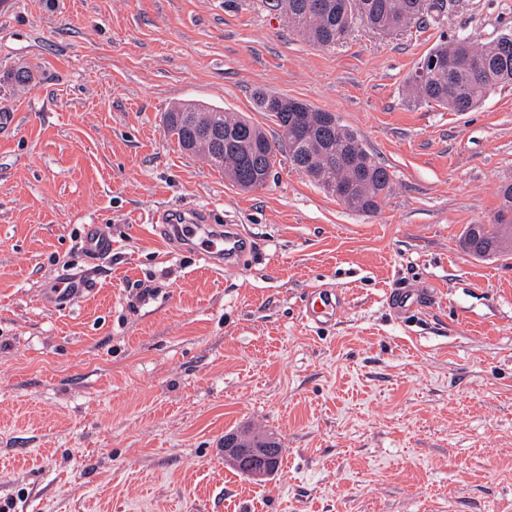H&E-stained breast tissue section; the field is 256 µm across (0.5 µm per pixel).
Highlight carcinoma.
Listing matches in <instances>:
<instances>
[{"instance_id": "cac0c4a2", "label": "carcinoma", "mask_w": 512, "mask_h": 512, "mask_svg": "<svg viewBox=\"0 0 512 512\" xmlns=\"http://www.w3.org/2000/svg\"><path fill=\"white\" fill-rule=\"evenodd\" d=\"M269 0L267 6L288 17L318 47L342 40L363 25L380 34L407 30L423 21L420 0ZM10 78L24 88L35 80L30 67L19 65ZM512 84V33L488 45L459 39L456 54L435 67L422 60L408 75L406 91L417 101L450 112H470L495 88ZM259 111L279 128L273 141L249 118L197 102L175 105L165 113V125L183 152L205 159L224 171V177L244 191L265 186L273 168L271 157L285 153L288 161L310 181L349 209L371 213L392 189V176L364 147L356 132L334 113L308 103L257 89ZM495 224H469L459 238L460 248L476 259L512 253V184L499 189Z\"/></svg>"}]
</instances>
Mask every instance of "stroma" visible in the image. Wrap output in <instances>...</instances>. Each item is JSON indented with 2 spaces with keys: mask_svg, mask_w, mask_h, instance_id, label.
<instances>
[{
  "mask_svg": "<svg viewBox=\"0 0 512 512\" xmlns=\"http://www.w3.org/2000/svg\"><path fill=\"white\" fill-rule=\"evenodd\" d=\"M509 31L512 0L324 49L265 0H0V512H512V255L458 246L512 183V86L464 113L405 92L434 47ZM258 88L359 135L376 212L283 154L242 191L163 124L200 100L278 138ZM187 212L246 249L214 271L165 229ZM64 275L91 288L59 306ZM319 287L339 308L309 324ZM247 428L281 440L267 481L224 460ZM83 246L88 252L106 256L112 252V239L104 233L98 224H89L85 227Z\"/></svg>",
  "mask_w": 512,
  "mask_h": 512,
  "instance_id": "1",
  "label": "stroma"
}]
</instances>
